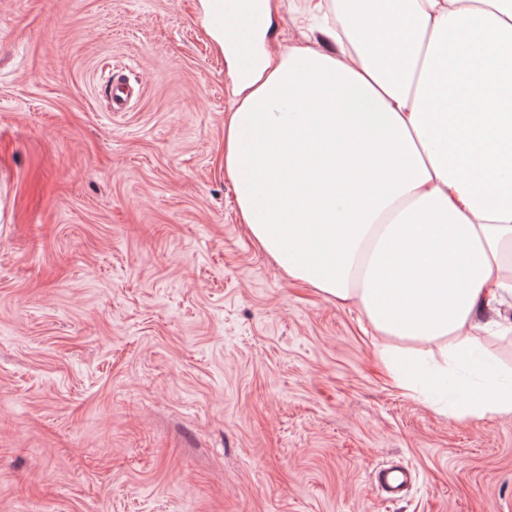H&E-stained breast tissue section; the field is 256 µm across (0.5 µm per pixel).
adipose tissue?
Returning a JSON list of instances; mask_svg holds the SVG:
<instances>
[{
  "label": "adipose tissue",
  "mask_w": 512,
  "mask_h": 512,
  "mask_svg": "<svg viewBox=\"0 0 512 512\" xmlns=\"http://www.w3.org/2000/svg\"><path fill=\"white\" fill-rule=\"evenodd\" d=\"M241 68L224 0L203 23L232 83L224 175L289 279L355 306L405 395L458 385L459 423L512 420V0H300L311 41L266 48L288 0H253Z\"/></svg>",
  "instance_id": "adipose-tissue-1"
}]
</instances>
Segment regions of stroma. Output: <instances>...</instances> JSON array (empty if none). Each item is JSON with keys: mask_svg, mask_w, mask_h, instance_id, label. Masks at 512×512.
<instances>
[{"mask_svg": "<svg viewBox=\"0 0 512 512\" xmlns=\"http://www.w3.org/2000/svg\"><path fill=\"white\" fill-rule=\"evenodd\" d=\"M198 15L0 0V512H512V421L400 394L254 244ZM376 489L388 498H396L412 482V473L406 468H384L373 477Z\"/></svg>", "mask_w": 512, "mask_h": 512, "instance_id": "stroma-1", "label": "stroma"}]
</instances>
